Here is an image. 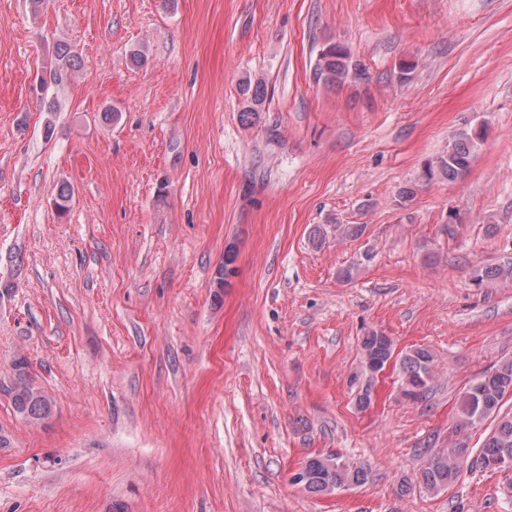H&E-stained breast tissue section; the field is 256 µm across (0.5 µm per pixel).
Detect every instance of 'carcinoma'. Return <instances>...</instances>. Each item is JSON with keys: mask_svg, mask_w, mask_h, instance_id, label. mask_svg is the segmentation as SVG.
<instances>
[{"mask_svg": "<svg viewBox=\"0 0 512 512\" xmlns=\"http://www.w3.org/2000/svg\"><path fill=\"white\" fill-rule=\"evenodd\" d=\"M53 80L63 81L70 70L80 63L79 53L69 44H59L54 52ZM360 70L343 45L330 42L319 50L315 64L317 80L328 84H342L350 72ZM243 98L244 115H256L267 98L266 85L261 81L245 78L239 84ZM483 136L463 132L451 144L448 152L425 162L421 179L450 181L463 177L469 169L472 157ZM73 199V188L68 183L56 187L55 203L60 212L68 210ZM471 281L480 286L488 281H512V265H478L471 271ZM365 365L376 372L391 361L395 354L391 338L372 331L362 342ZM403 378V395L420 400L429 391L433 379L435 360L433 353L425 347L411 348L399 356ZM28 364L19 358L13 364L16 375L10 386V400L16 413L23 418L38 422L51 413V400L30 379ZM512 395V359H504L495 367L485 371L464 393L459 404L454 436L447 454H432L417 475V483L430 494L437 495L448 490L462 471V462L490 471H512V415L500 413L503 401ZM491 418L495 425L485 436L478 452L470 447L467 431ZM303 466L310 478L305 490L325 495L330 490L349 486H361L368 482L370 468L364 464H350L336 455H314L308 457Z\"/></svg>", "mask_w": 512, "mask_h": 512, "instance_id": "cac0c4a2", "label": "carcinoma"}]
</instances>
